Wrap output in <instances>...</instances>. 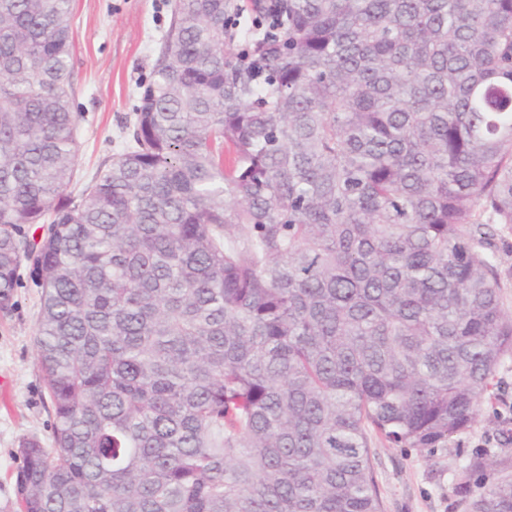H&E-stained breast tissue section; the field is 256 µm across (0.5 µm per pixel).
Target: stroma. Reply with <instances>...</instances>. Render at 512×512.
Here are the masks:
<instances>
[{
  "mask_svg": "<svg viewBox=\"0 0 512 512\" xmlns=\"http://www.w3.org/2000/svg\"><path fill=\"white\" fill-rule=\"evenodd\" d=\"M70 83L78 126L72 194L111 164L130 139L139 85L148 81L170 19L168 0H72ZM10 310H0V512H16L20 443L53 447V409L36 361L41 290L29 267ZM487 449L512 469V354L495 372L494 397L477 419L434 452L392 447L371 438L373 480L381 512H466L456 491L462 469Z\"/></svg>",
  "mask_w": 512,
  "mask_h": 512,
  "instance_id": "1",
  "label": "stroma"
}]
</instances>
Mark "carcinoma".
<instances>
[{
	"label": "carcinoma",
	"instance_id": "cac0c4a2",
	"mask_svg": "<svg viewBox=\"0 0 512 512\" xmlns=\"http://www.w3.org/2000/svg\"><path fill=\"white\" fill-rule=\"evenodd\" d=\"M72 42L0 0V309L34 267L55 440L17 512H380L371 435L438 447L512 352V0H173L78 202ZM493 470L467 512H512ZM503 236L504 241L497 240L496 264L502 278L501 302L504 310L512 314V229Z\"/></svg>",
	"mask_w": 512,
	"mask_h": 512
}]
</instances>
